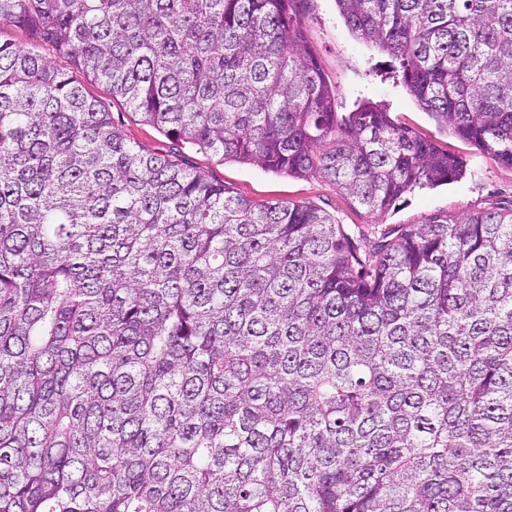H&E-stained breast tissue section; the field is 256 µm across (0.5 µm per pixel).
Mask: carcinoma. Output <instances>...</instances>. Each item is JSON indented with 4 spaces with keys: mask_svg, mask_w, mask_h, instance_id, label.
Masks as SVG:
<instances>
[{
    "mask_svg": "<svg viewBox=\"0 0 512 512\" xmlns=\"http://www.w3.org/2000/svg\"><path fill=\"white\" fill-rule=\"evenodd\" d=\"M294 0H0L164 135L380 215L464 177L344 116ZM512 167V0H336ZM0 512H512V208L371 248L146 152L0 42Z\"/></svg>",
    "mask_w": 512,
    "mask_h": 512,
    "instance_id": "carcinoma-1",
    "label": "carcinoma"
}]
</instances>
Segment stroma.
I'll return each mask as SVG.
<instances>
[{"label":"stroma","instance_id":"35a3bbf8","mask_svg":"<svg viewBox=\"0 0 512 512\" xmlns=\"http://www.w3.org/2000/svg\"><path fill=\"white\" fill-rule=\"evenodd\" d=\"M295 11L326 80L336 89L337 112L352 111L363 100L386 104L398 122L459 156L466 164V176L447 185L415 190L386 213L373 216L345 200L321 173L296 178L253 165L223 163L212 154L164 136L141 122L138 114L112 97L104 85L84 82L82 73L74 70L70 58L59 53L52 44L32 41L28 33L15 26L0 24V42L35 47L48 62L70 71L74 80L83 81L86 93L110 113L113 123L142 149L169 153L192 170L249 199H281L321 209L335 216L353 235L370 241L381 233L397 231L401 226L422 223L432 214L459 217L512 207V168L498 165L472 144L440 127L408 95L402 84L390 78L394 59L351 34L335 0H296Z\"/></svg>","mask_w":512,"mask_h":512}]
</instances>
